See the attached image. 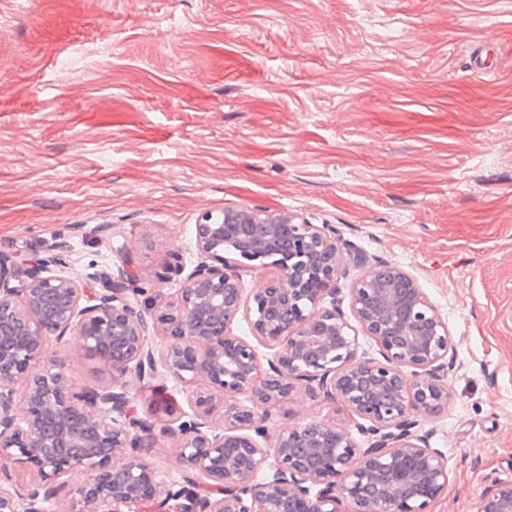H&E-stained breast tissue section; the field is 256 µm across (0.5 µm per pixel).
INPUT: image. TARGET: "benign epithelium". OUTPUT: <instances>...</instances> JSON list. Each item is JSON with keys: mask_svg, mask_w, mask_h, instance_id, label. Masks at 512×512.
Here are the masks:
<instances>
[{"mask_svg": "<svg viewBox=\"0 0 512 512\" xmlns=\"http://www.w3.org/2000/svg\"><path fill=\"white\" fill-rule=\"evenodd\" d=\"M194 239L188 273L169 250L158 278L179 287L158 310L145 288L116 281L93 297L81 274H52L71 266L66 252L30 260L22 288L11 284L19 262L0 257V512H112L150 499L165 512H427L448 486L431 423L448 409L445 378L465 337L419 279L384 259L347 260L335 225L290 212L245 208L238 222L206 212ZM270 266L275 275L246 288L243 271ZM242 319L248 338L235 333ZM361 335L377 356L359 352ZM69 336L107 383L72 382L50 352ZM159 374L196 385L191 412L163 424L131 409L133 390ZM302 382L341 401L353 427L301 420L268 447L266 422ZM239 395L248 404L230 402ZM147 440L175 442L181 480L160 478ZM15 465L34 473L23 489ZM78 471L84 483L62 494ZM478 512H512V483Z\"/></svg>", "mask_w": 512, "mask_h": 512, "instance_id": "7a95c632", "label": "benign epithelium"}]
</instances>
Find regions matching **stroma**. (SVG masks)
<instances>
[{
    "label": "stroma",
    "instance_id": "obj_1",
    "mask_svg": "<svg viewBox=\"0 0 512 512\" xmlns=\"http://www.w3.org/2000/svg\"><path fill=\"white\" fill-rule=\"evenodd\" d=\"M241 204L335 225L467 336L428 512L512 482V0H0V256L62 247L92 292L122 278L155 306L169 249L193 268L195 224ZM57 349L107 382L77 338ZM190 391L162 376L132 407L162 419ZM328 416L350 421L298 385L267 442Z\"/></svg>",
    "mask_w": 512,
    "mask_h": 512
}]
</instances>
